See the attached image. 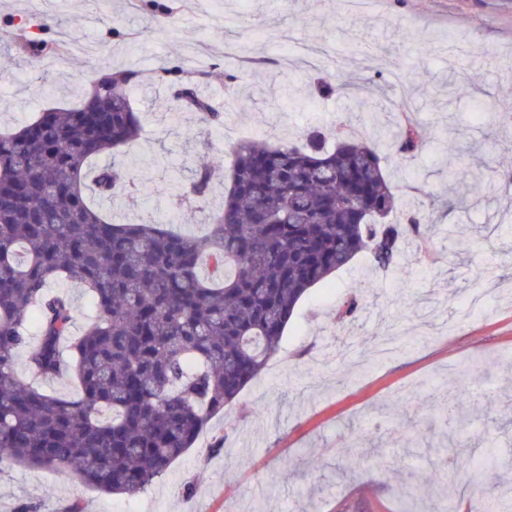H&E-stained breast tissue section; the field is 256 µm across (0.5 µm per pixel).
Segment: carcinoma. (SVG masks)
Listing matches in <instances>:
<instances>
[{"label": "carcinoma", "mask_w": 512, "mask_h": 512, "mask_svg": "<svg viewBox=\"0 0 512 512\" xmlns=\"http://www.w3.org/2000/svg\"><path fill=\"white\" fill-rule=\"evenodd\" d=\"M351 44L372 57L377 44L358 25ZM63 41L33 52L58 57ZM183 109L209 126L222 121L198 83L178 68ZM133 72L92 82L75 107H51L19 130L0 134V475L14 466L68 469L98 492L134 496L193 447L278 351L306 292L366 254L392 267L400 242L426 238L427 220L398 200L387 165L421 149L413 102H394L367 78L317 77L321 97L365 88L362 111L388 128V140L348 137L336 123L329 146L317 127L298 141H238L224 206L208 232L184 235L159 224H114L87 200L132 198L122 164L91 162L138 139ZM235 106L238 76L227 75ZM217 161L192 172L183 205L200 209ZM210 276L201 275L203 260ZM53 281L81 285L95 313L75 336L74 309ZM40 379L72 380L76 398L53 396L23 380L17 354ZM477 512H512L495 495Z\"/></svg>", "instance_id": "cac0c4a2"}]
</instances>
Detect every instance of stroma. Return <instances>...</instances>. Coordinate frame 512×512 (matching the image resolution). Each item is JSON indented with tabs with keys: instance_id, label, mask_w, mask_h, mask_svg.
Returning a JSON list of instances; mask_svg holds the SVG:
<instances>
[{
	"instance_id": "obj_1",
	"label": "stroma",
	"mask_w": 512,
	"mask_h": 512,
	"mask_svg": "<svg viewBox=\"0 0 512 512\" xmlns=\"http://www.w3.org/2000/svg\"><path fill=\"white\" fill-rule=\"evenodd\" d=\"M169 16L152 18L140 0H62L38 26L31 0H0V132L13 131L49 106H74L100 70L135 71L131 93L142 132L120 148L138 188L134 210L117 222L147 219L200 234L224 201L216 172L205 210L183 209L195 167L249 139L276 144L311 125L350 116L370 133L354 95L310 96L308 76L383 74L387 95L416 74L436 89L413 119L423 138L407 165L390 163L399 204L414 176L434 201L426 260L404 241L396 263L375 269L366 255L311 288L295 308L277 354L232 405L213 416L195 445L144 492L129 497L92 490L66 470L15 466L0 477V512L34 502L39 512H437L445 498L469 506L491 493L512 500V124L488 127L478 103L493 98L512 112V0H161ZM382 42L374 57L349 51L351 24ZM75 33L83 49L43 59L26 40ZM466 42L491 49L499 67L475 65ZM199 70L222 123L201 124L178 111L162 67ZM244 91L291 88L301 112H272L257 96L251 109L228 108L225 72ZM482 81L471 97L454 95L449 74ZM474 163L479 183L460 199L448 171ZM362 306L339 323L352 295ZM468 367L473 392L464 415L443 424L435 409ZM407 416L395 414L397 404ZM221 451H213L216 438ZM501 465L482 481L472 471L486 450Z\"/></svg>"
}]
</instances>
